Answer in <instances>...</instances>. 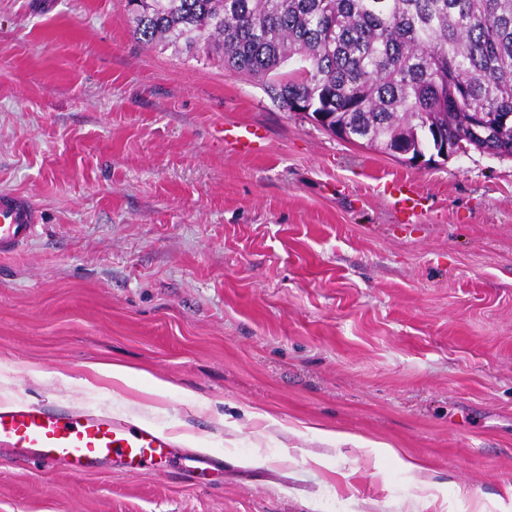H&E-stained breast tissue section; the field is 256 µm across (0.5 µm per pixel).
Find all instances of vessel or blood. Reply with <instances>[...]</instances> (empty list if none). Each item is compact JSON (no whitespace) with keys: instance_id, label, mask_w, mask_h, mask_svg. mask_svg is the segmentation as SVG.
I'll return each instance as SVG.
<instances>
[{"instance_id":"1","label":"vessel or blood","mask_w":512,"mask_h":512,"mask_svg":"<svg viewBox=\"0 0 512 512\" xmlns=\"http://www.w3.org/2000/svg\"><path fill=\"white\" fill-rule=\"evenodd\" d=\"M244 153L258 150L259 131L250 125L225 129ZM41 212L24 195L0 193V254L23 247L35 234ZM175 438L148 427L128 426L111 414L73 412L40 405L0 404V447L22 448L28 459L45 465L66 462L82 470L91 464L113 460L133 468L143 462L168 457Z\"/></svg>"}]
</instances>
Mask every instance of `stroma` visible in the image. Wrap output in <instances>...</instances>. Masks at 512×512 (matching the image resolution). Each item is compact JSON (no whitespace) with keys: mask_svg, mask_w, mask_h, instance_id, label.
<instances>
[{"mask_svg":"<svg viewBox=\"0 0 512 512\" xmlns=\"http://www.w3.org/2000/svg\"><path fill=\"white\" fill-rule=\"evenodd\" d=\"M239 123L261 154L225 142ZM2 192L42 225L0 257V401L108 411L224 466L1 448L0 512H512V159L341 140L145 46L125 0H0ZM112 362L169 388L93 374Z\"/></svg>","mask_w":512,"mask_h":512,"instance_id":"obj_1","label":"stroma"}]
</instances>
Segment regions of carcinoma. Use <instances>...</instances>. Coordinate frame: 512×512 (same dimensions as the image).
Returning a JSON list of instances; mask_svg holds the SVG:
<instances>
[{"label":"carcinoma","mask_w":512,"mask_h":512,"mask_svg":"<svg viewBox=\"0 0 512 512\" xmlns=\"http://www.w3.org/2000/svg\"><path fill=\"white\" fill-rule=\"evenodd\" d=\"M126 4L140 42L218 61L379 152L468 133L472 149L512 158V0Z\"/></svg>","instance_id":"1"}]
</instances>
